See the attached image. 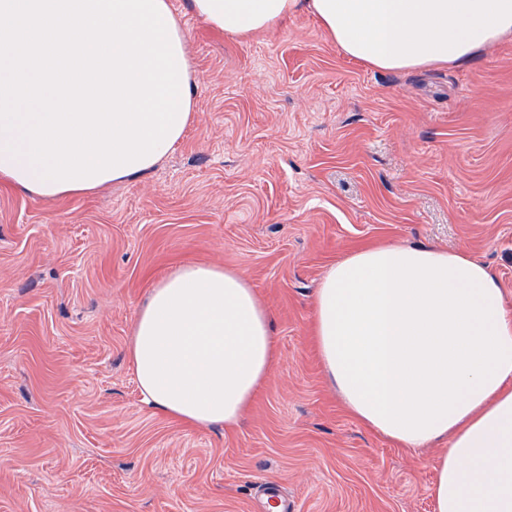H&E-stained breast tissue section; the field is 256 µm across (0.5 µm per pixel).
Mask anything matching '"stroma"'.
Segmentation results:
<instances>
[{"mask_svg": "<svg viewBox=\"0 0 512 512\" xmlns=\"http://www.w3.org/2000/svg\"><path fill=\"white\" fill-rule=\"evenodd\" d=\"M172 0L195 115L150 173L44 200L0 182V512H433L438 445L351 419L310 345L330 265L371 244L463 249L512 309V38L459 66L373 71L311 15L239 41ZM243 271L278 354L232 432L151 413L128 358L151 286Z\"/></svg>", "mask_w": 512, "mask_h": 512, "instance_id": "35a3bbf8", "label": "stroma"}]
</instances>
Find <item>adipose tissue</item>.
I'll return each mask as SVG.
<instances>
[{"label": "adipose tissue", "instance_id": "obj_1", "mask_svg": "<svg viewBox=\"0 0 512 512\" xmlns=\"http://www.w3.org/2000/svg\"><path fill=\"white\" fill-rule=\"evenodd\" d=\"M209 27L244 41L313 16L372 70L454 66L512 37V0H188ZM0 136V180L44 197ZM312 342L347 412L417 451L442 444L434 512H512V310L487 266L425 245L360 248L314 296ZM155 414L235 429L276 359L265 306L243 271L187 264L161 278L129 343Z\"/></svg>", "mask_w": 512, "mask_h": 512}]
</instances>
